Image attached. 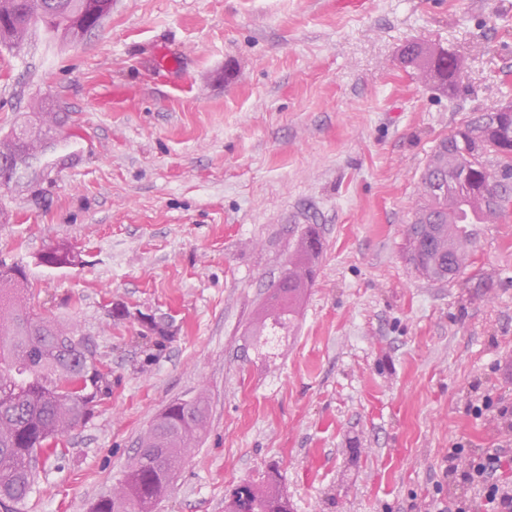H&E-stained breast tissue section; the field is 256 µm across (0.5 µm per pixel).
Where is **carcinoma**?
Segmentation results:
<instances>
[{
    "label": "carcinoma",
    "instance_id": "obj_1",
    "mask_svg": "<svg viewBox=\"0 0 512 512\" xmlns=\"http://www.w3.org/2000/svg\"><path fill=\"white\" fill-rule=\"evenodd\" d=\"M91 7V0H0V38L22 43L31 18H45V29L72 36L69 15ZM409 65L442 85L456 87L462 73L457 55L434 56L422 47ZM499 125L481 153L473 154L458 133L440 140L421 178L422 202L408 229L405 249L415 271L428 280L453 277L470 261V224L508 213L512 201V113L498 115ZM53 128H21L0 143V160L34 156L46 147ZM51 262L70 264L66 244L46 249ZM291 295L272 313L270 326L283 333L293 324L299 293L311 274L287 269ZM28 273L17 262L0 260V512H22L35 491L39 461L66 456L63 438L82 426L94 403L112 392L110 372L100 362L94 340L57 319L43 316L25 302ZM146 329L154 345L164 346L169 325L150 317ZM202 395L170 404L139 438L119 479L118 492L102 496L93 512H155L181 468L186 449L202 436L208 416ZM235 512H291L278 477L255 485L243 480L226 500Z\"/></svg>",
    "mask_w": 512,
    "mask_h": 512
}]
</instances>
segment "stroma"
Masks as SVG:
<instances>
[{"instance_id": "35a3bbf8", "label": "stroma", "mask_w": 512, "mask_h": 512, "mask_svg": "<svg viewBox=\"0 0 512 512\" xmlns=\"http://www.w3.org/2000/svg\"><path fill=\"white\" fill-rule=\"evenodd\" d=\"M410 42L458 55V90L405 67ZM510 100L512 0H112L82 37L0 43V138L68 116L49 177L0 188V258L112 380L24 512H91L155 417L201 392L207 430L155 512H224L271 463L292 512L473 498L449 449L512 448V214L475 225L447 281L403 244L436 143ZM311 224L296 330L262 352L251 331ZM59 242L79 265L38 264ZM142 314L176 330L151 362Z\"/></svg>"}]
</instances>
